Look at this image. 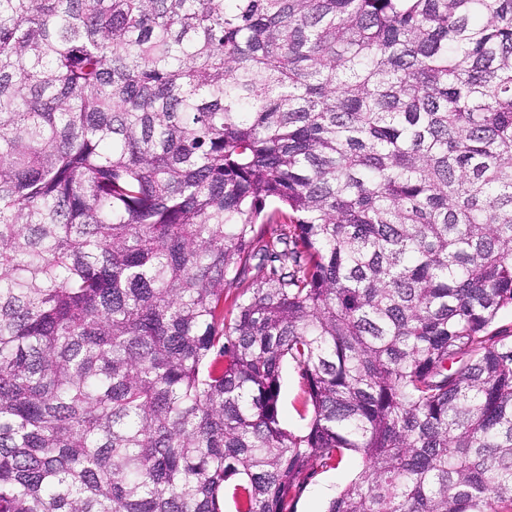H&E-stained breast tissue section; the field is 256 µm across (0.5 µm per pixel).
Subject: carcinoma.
Returning <instances> with one entry per match:
<instances>
[{"instance_id":"carcinoma-1","label":"carcinoma","mask_w":512,"mask_h":512,"mask_svg":"<svg viewBox=\"0 0 512 512\" xmlns=\"http://www.w3.org/2000/svg\"><path fill=\"white\" fill-rule=\"evenodd\" d=\"M507 307L512 0H0V512H512ZM281 391V419L283 425L290 430H297L302 421L296 411V399L299 394V378L292 369L284 367ZM362 461L356 454H347L338 466L320 470L309 481L300 497L297 512H324L331 498L362 469Z\"/></svg>"}]
</instances>
